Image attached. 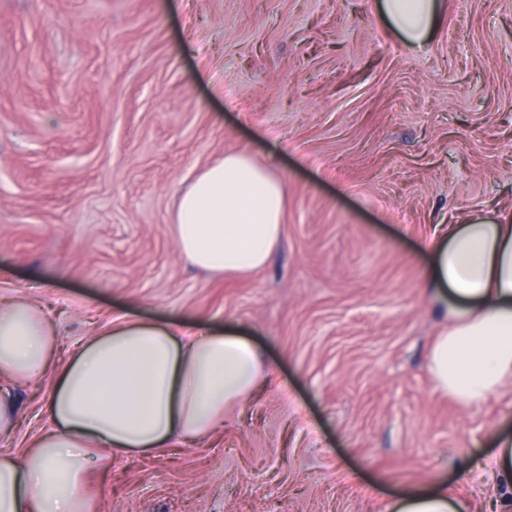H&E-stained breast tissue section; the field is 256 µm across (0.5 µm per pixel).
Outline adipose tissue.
<instances>
[{
	"instance_id": "obj_1",
	"label": "adipose tissue",
	"mask_w": 512,
	"mask_h": 512,
	"mask_svg": "<svg viewBox=\"0 0 512 512\" xmlns=\"http://www.w3.org/2000/svg\"><path fill=\"white\" fill-rule=\"evenodd\" d=\"M441 0H380L381 19L414 50L442 22ZM285 184L250 156L228 154L181 194L174 218L183 261L224 274L262 268L283 236ZM423 277L448 326L428 363L438 390L478 406L512 380V212L469 213L429 245ZM25 300L0 305V433L16 420L10 383L49 379V427L23 455L0 451V512H98L90 467L151 457L211 435L267 380L263 351L242 332L186 335L139 318L113 321L68 358ZM389 512H463L446 486L410 490Z\"/></svg>"
}]
</instances>
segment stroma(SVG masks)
<instances>
[{"label": "stroma", "mask_w": 512, "mask_h": 512, "mask_svg": "<svg viewBox=\"0 0 512 512\" xmlns=\"http://www.w3.org/2000/svg\"><path fill=\"white\" fill-rule=\"evenodd\" d=\"M379 0H0V300L60 355L121 316L234 325L270 376L209 438L88 474L100 512H385L502 486L483 405L438 391L435 228L512 211V0H444L421 51ZM228 153L286 184L283 237L243 275L186 266L176 199ZM48 383L17 382L23 454ZM464 509L462 503L451 497L446 485L409 490L387 506L391 512H466Z\"/></svg>", "instance_id": "35a3bbf8"}]
</instances>
